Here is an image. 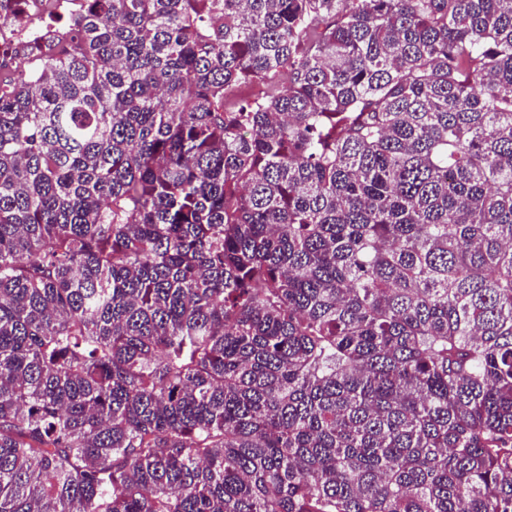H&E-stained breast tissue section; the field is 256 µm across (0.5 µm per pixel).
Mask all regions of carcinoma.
Masks as SVG:
<instances>
[{
	"instance_id": "carcinoma-1",
	"label": "carcinoma",
	"mask_w": 512,
	"mask_h": 512,
	"mask_svg": "<svg viewBox=\"0 0 512 512\" xmlns=\"http://www.w3.org/2000/svg\"><path fill=\"white\" fill-rule=\"evenodd\" d=\"M42 35L0 46V512H512V0Z\"/></svg>"
}]
</instances>
